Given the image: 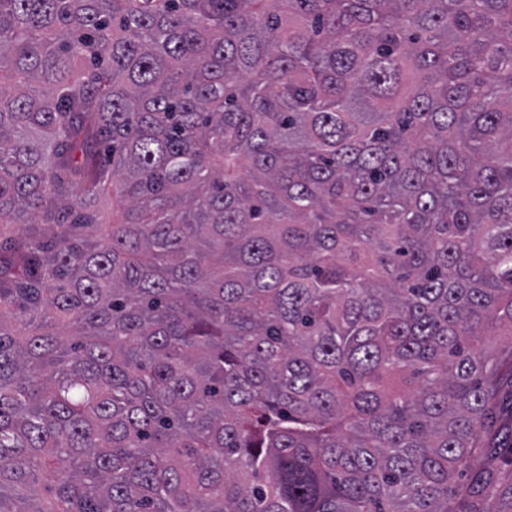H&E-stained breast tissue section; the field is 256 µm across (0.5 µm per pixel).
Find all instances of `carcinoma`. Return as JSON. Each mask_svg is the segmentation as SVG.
Returning a JSON list of instances; mask_svg holds the SVG:
<instances>
[{"instance_id": "obj_1", "label": "carcinoma", "mask_w": 512, "mask_h": 512, "mask_svg": "<svg viewBox=\"0 0 512 512\" xmlns=\"http://www.w3.org/2000/svg\"><path fill=\"white\" fill-rule=\"evenodd\" d=\"M509 378L512 0H0V512H512Z\"/></svg>"}]
</instances>
